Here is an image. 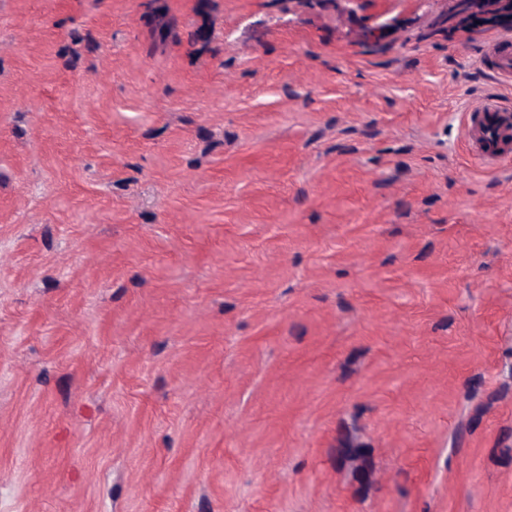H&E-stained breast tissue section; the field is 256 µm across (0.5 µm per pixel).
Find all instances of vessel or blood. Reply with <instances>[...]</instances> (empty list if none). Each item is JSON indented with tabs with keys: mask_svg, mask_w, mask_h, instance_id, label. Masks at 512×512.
<instances>
[{
	"mask_svg": "<svg viewBox=\"0 0 512 512\" xmlns=\"http://www.w3.org/2000/svg\"><path fill=\"white\" fill-rule=\"evenodd\" d=\"M483 58L498 77L512 84V36L492 37L483 47ZM463 135L477 158L494 164L512 155V107L494 97L470 104L461 114Z\"/></svg>",
	"mask_w": 512,
	"mask_h": 512,
	"instance_id": "vessel-or-blood-1",
	"label": "vessel or blood"
}]
</instances>
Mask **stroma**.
<instances>
[{"label": "stroma", "mask_w": 512, "mask_h": 512, "mask_svg": "<svg viewBox=\"0 0 512 512\" xmlns=\"http://www.w3.org/2000/svg\"><path fill=\"white\" fill-rule=\"evenodd\" d=\"M454 3L0 0V512H512Z\"/></svg>", "instance_id": "stroma-1"}]
</instances>
